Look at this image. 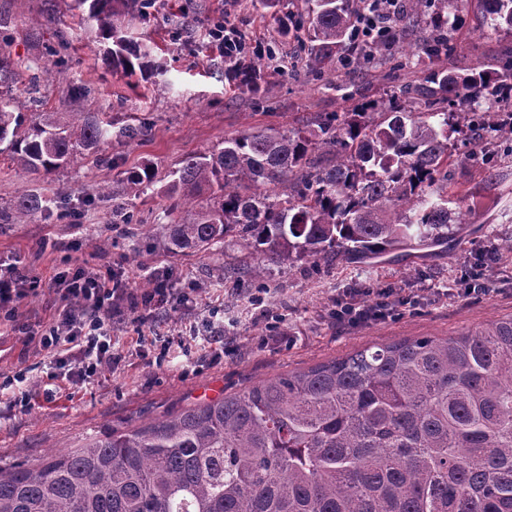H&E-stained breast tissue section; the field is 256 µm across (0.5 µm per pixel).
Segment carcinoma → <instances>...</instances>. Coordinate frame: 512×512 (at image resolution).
<instances>
[{"instance_id":"obj_1","label":"carcinoma","mask_w":512,"mask_h":512,"mask_svg":"<svg viewBox=\"0 0 512 512\" xmlns=\"http://www.w3.org/2000/svg\"><path fill=\"white\" fill-rule=\"evenodd\" d=\"M310 64L340 56L351 67L382 54L387 40L353 43L351 0H304ZM459 0H404L403 14L428 16L415 52L448 54V9ZM146 0H72L112 42L114 73L150 81L162 65L127 39L126 17ZM487 25L512 31V0H484ZM0 19V156L51 175L112 136L99 112L69 122L42 110L40 80L76 99L53 45L35 60L13 58ZM28 86L18 87L21 73ZM252 89L257 65L236 70ZM319 114L313 129L267 128L224 139L171 172L183 200L210 192L196 210L161 225L169 252L217 250L233 234L264 262L317 264L342 255L380 257L414 241L438 244L458 231L465 201L448 194L453 167L479 170L492 146L512 141V61L451 75L432 72L414 89L424 111L401 104ZM487 104L480 110L477 101ZM473 133L479 150L448 152V125ZM133 168L112 198L152 185ZM53 201L23 194L17 222ZM0 512H512V316L456 336L373 345L344 357L199 401L125 432L35 463L0 468Z\"/></svg>"}]
</instances>
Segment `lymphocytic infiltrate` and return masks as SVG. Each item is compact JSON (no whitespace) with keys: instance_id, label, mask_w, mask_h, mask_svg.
Returning a JSON list of instances; mask_svg holds the SVG:
<instances>
[{"instance_id":"f902f5d3","label":"lymphocytic infiltrate","mask_w":512,"mask_h":512,"mask_svg":"<svg viewBox=\"0 0 512 512\" xmlns=\"http://www.w3.org/2000/svg\"><path fill=\"white\" fill-rule=\"evenodd\" d=\"M40 285V279L27 278L14 267L0 273V316L13 322L15 331L27 333V325L17 323L15 313L24 299L38 292ZM50 285L59 295L61 306L42 329L39 344L57 354L63 367L68 364L61 355L64 345L82 344L84 359L76 371L82 378L111 365L112 320L122 305H129L133 310L143 306L157 311L174 299L164 279L155 282L141 296H134L121 274L109 267L89 269L76 264L52 278Z\"/></svg>"}]
</instances>
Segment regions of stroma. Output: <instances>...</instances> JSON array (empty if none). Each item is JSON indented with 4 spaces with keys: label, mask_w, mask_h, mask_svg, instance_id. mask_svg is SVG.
Instances as JSON below:
<instances>
[{
    "label": "stroma",
    "mask_w": 512,
    "mask_h": 512,
    "mask_svg": "<svg viewBox=\"0 0 512 512\" xmlns=\"http://www.w3.org/2000/svg\"><path fill=\"white\" fill-rule=\"evenodd\" d=\"M286 12V6L267 9L255 0H154L147 17L129 21L126 30L164 65V74L146 83L102 68L108 43L96 22L72 15L62 0H0V18L13 33V56L38 57L65 40L71 84L92 89L78 102L57 87H43L50 111L66 120L82 108L107 113L116 129L145 126L140 137L112 138L49 176L0 163V263L18 264L44 281L76 262L109 265L129 272L134 289L144 278L166 274L181 296L160 314L145 316L138 335L126 315L115 316L112 345L120 360L76 382L58 377L53 354L26 343L10 323L0 324V380L24 373L25 388L34 392L27 409L12 392H0V466L34 462L104 430L131 429L374 343L454 336L512 314V252L500 247L512 239L507 151L487 177L455 169V185L480 202L456 236L393 251L383 262L333 257L316 265L272 264L257 281L233 241H225L220 255L176 256L152 235L177 202L167 193L170 171L190 156L223 147L225 138L267 127L302 129L318 113L346 112L356 98L385 100L388 92L418 85L432 71L477 72L512 58V33L483 25L481 0H464L457 12L451 54L408 56L425 26L395 16L390 26L408 28V36L355 74L340 63L311 68L302 30L280 32ZM186 15L196 16L197 24L182 28ZM220 17L289 58L288 72L267 59L259 90L241 86L231 76L237 60L214 52L205 35L204 21ZM145 164L156 171L147 197L122 198L133 223H113L112 196L97 193V186L105 188ZM24 194L62 206L19 224L5 213ZM478 268L485 290L466 295ZM384 292L399 301L396 316L336 322L333 312L341 305L370 307ZM225 315L238 321L225 342L196 346L194 335Z\"/></svg>",
    "instance_id": "35a3bbf8"
}]
</instances>
